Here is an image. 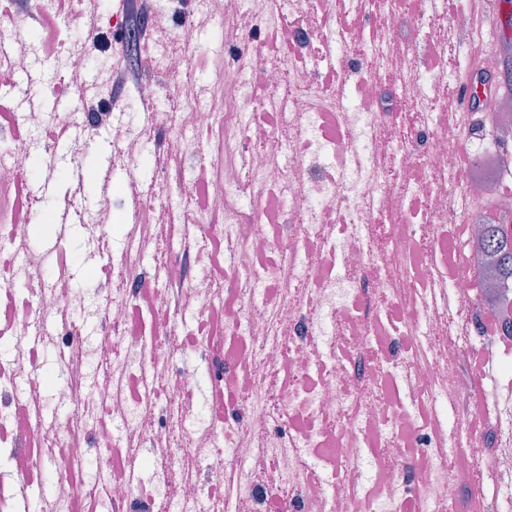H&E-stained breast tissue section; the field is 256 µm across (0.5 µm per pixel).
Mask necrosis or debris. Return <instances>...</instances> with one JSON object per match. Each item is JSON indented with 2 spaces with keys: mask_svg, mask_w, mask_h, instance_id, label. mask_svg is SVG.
<instances>
[{
  "mask_svg": "<svg viewBox=\"0 0 512 512\" xmlns=\"http://www.w3.org/2000/svg\"><path fill=\"white\" fill-rule=\"evenodd\" d=\"M149 2L152 71H195L199 21L224 33V88L190 80L159 112L182 153L205 142L211 191L199 202L163 183L137 212L146 234L184 240L196 274L139 288L143 242L113 248L106 192L89 226L112 281L91 303L67 269L45 271L29 222L0 224L27 297L0 331V512L55 463L40 512H512V405L499 397L512 290L490 311L477 277L478 225L512 212V110L448 123L449 82L471 69L449 61L448 34L479 49L489 30L448 0H183L178 15ZM78 22L81 37L61 39L70 91L103 25H127L98 11ZM1 39L20 43L14 70L34 69L40 48L13 9H0ZM157 102L140 79L78 127L138 166L151 144L127 116ZM20 120L26 140L0 137V209L45 141V112ZM216 238L220 287L204 274ZM174 311L200 321L203 372L160 339ZM77 313L103 322L99 336ZM205 385L223 386V406L200 405ZM480 391L482 410H467ZM51 404L62 423L45 422Z\"/></svg>",
  "mask_w": 512,
  "mask_h": 512,
  "instance_id": "obj_1",
  "label": "necrosis or debris"
}]
</instances>
